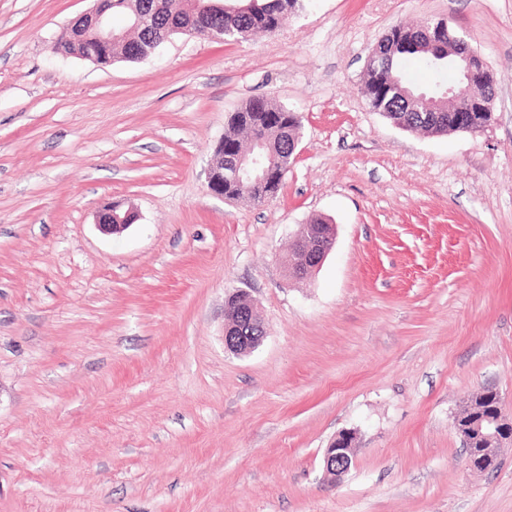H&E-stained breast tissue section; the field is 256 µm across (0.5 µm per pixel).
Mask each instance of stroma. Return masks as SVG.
I'll return each mask as SVG.
<instances>
[{"label": "stroma", "instance_id": "stroma-1", "mask_svg": "<svg viewBox=\"0 0 512 512\" xmlns=\"http://www.w3.org/2000/svg\"><path fill=\"white\" fill-rule=\"evenodd\" d=\"M93 4L0 0V512H512V442L477 472L454 428L483 390L512 417V0H303L248 43L53 54ZM441 17L494 77L477 133L399 129L361 93L391 27ZM262 95L299 114L295 159L229 202L207 170ZM109 202L140 220L103 233ZM316 218L333 248L292 281ZM237 290L266 329L243 356ZM320 225L318 229H311L309 225ZM335 241V226L327 224L324 220L316 218L310 224L302 225V230L295 237L293 247L284 255L285 268L288 276L294 280H301L318 269L331 249ZM291 258L290 265L288 263ZM225 304L234 308L235 318L224 326V348L235 355H247L258 347L266 331L253 299L242 291L228 294ZM355 433L351 431L340 432L324 452L325 473L331 480H338L346 474L352 462L353 443Z\"/></svg>", "mask_w": 512, "mask_h": 512}]
</instances>
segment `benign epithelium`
<instances>
[{
  "instance_id": "obj_1",
  "label": "benign epithelium",
  "mask_w": 512,
  "mask_h": 512,
  "mask_svg": "<svg viewBox=\"0 0 512 512\" xmlns=\"http://www.w3.org/2000/svg\"><path fill=\"white\" fill-rule=\"evenodd\" d=\"M68 28L73 39H78L80 33L86 29L97 32L94 47L86 48L80 57L91 62L103 57L112 60V42L120 40L124 34H119L112 26V0H96V6L72 19ZM450 38L448 54L451 55L462 75V86L454 92L456 112L459 116V129L469 131L480 120L483 102L494 103L495 87L489 85L485 78L483 67L478 61L476 51L462 37L457 36L449 28L448 20L438 18L436 22L422 30V43L433 46L445 38ZM484 88L480 97L472 96L474 86ZM261 159L241 156L233 162V176L242 177V174L252 169L260 168ZM224 169L212 163L207 170V186L211 193L224 196ZM139 218V213L126 211L122 214L112 210V205H104L97 212L96 224L107 234H119L130 227V218ZM335 241V226L322 224L316 229L309 225H302V230L295 237L290 251L291 262L286 266L288 276L294 280H301L318 269ZM225 304L234 309L235 318L224 326V348L235 355H247L258 347L266 331L259 320L253 299L242 291L228 294ZM468 413L461 414L455 420V428L461 437L466 450L469 465L480 471L493 468L498 452V445L509 440L512 442V419L502 410L494 415L484 414L483 409L469 401ZM355 434L350 431L340 432L324 452V469L330 479L336 481L346 474L352 462L353 443Z\"/></svg>"
}]
</instances>
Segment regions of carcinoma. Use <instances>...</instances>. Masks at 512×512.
<instances>
[{"label":"carcinoma","mask_w":512,"mask_h":512,"mask_svg":"<svg viewBox=\"0 0 512 512\" xmlns=\"http://www.w3.org/2000/svg\"><path fill=\"white\" fill-rule=\"evenodd\" d=\"M224 8L210 5V0H164L163 8L154 10L152 0H112V12L123 15L128 25L140 24L133 38L142 39V32L181 30L196 31L202 36L224 32L223 41L245 43L276 32L288 14L300 7V0H223ZM413 29L403 25L391 28L387 74L405 91L406 98L396 104L398 111L388 109L391 95L382 90L385 80L375 70L364 73L363 95L369 108L392 121L416 125V130L430 134H448L455 129L448 124V84L435 81L426 86L409 82L403 73L405 62L417 59L426 63L431 73H440L455 66L448 62V43L434 49L409 40ZM301 121L296 112L265 96L249 99L235 111L224 132V199L249 198L262 202L278 191L285 174L259 194L230 178L229 159L254 145V137L263 141V151L273 158L274 167L288 158L292 140L299 139Z\"/></svg>","instance_id":"1"}]
</instances>
